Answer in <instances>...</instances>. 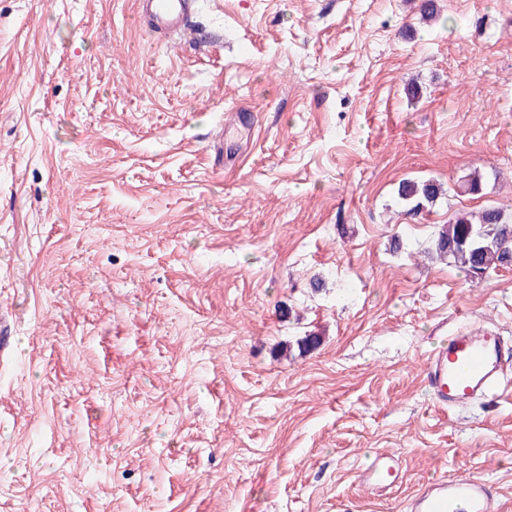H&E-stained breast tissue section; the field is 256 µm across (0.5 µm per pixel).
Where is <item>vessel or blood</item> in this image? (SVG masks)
Listing matches in <instances>:
<instances>
[{
    "mask_svg": "<svg viewBox=\"0 0 512 512\" xmlns=\"http://www.w3.org/2000/svg\"><path fill=\"white\" fill-rule=\"evenodd\" d=\"M193 0H137V17L155 39L192 31ZM424 377L434 403L456 411L498 398L512 386V342L499 329L462 326L426 352ZM362 484L376 493L401 479L395 455L378 452L361 470ZM408 512H501L496 484L475 477L438 479L422 486L408 501Z\"/></svg>",
    "mask_w": 512,
    "mask_h": 512,
    "instance_id": "1",
    "label": "vessel or blood"
}]
</instances>
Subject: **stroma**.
<instances>
[{"label":"stroma","mask_w":512,"mask_h":512,"mask_svg":"<svg viewBox=\"0 0 512 512\" xmlns=\"http://www.w3.org/2000/svg\"><path fill=\"white\" fill-rule=\"evenodd\" d=\"M436 4L195 0L166 44L136 0H0V512H406L460 475L512 512V396L450 413L422 372L512 339V266L427 255L512 209V0ZM441 192L440 184L432 179L422 181L404 179L397 189L400 203L410 212H420L428 205H433ZM359 479L375 493L391 490L401 479L399 461L393 454L377 452L370 463L361 470Z\"/></svg>","instance_id":"obj_1"}]
</instances>
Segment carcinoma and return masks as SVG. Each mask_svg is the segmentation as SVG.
<instances>
[{
    "label": "carcinoma",
    "instance_id": "obj_1",
    "mask_svg": "<svg viewBox=\"0 0 512 512\" xmlns=\"http://www.w3.org/2000/svg\"><path fill=\"white\" fill-rule=\"evenodd\" d=\"M397 194L400 203L412 212H420L441 195L437 181L404 179ZM512 253V211L500 207L485 208L477 214H460L442 225L435 241L439 259H451L475 278L490 269L509 264Z\"/></svg>",
    "mask_w": 512,
    "mask_h": 512
}]
</instances>
